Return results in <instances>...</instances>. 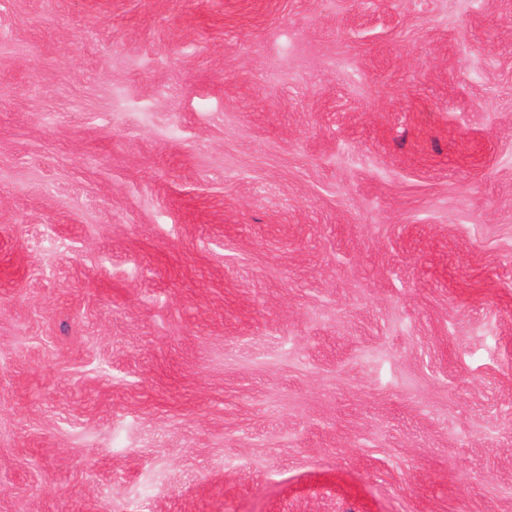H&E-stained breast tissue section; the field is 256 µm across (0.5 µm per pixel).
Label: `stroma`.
<instances>
[{
	"label": "stroma",
	"mask_w": 512,
	"mask_h": 512,
	"mask_svg": "<svg viewBox=\"0 0 512 512\" xmlns=\"http://www.w3.org/2000/svg\"><path fill=\"white\" fill-rule=\"evenodd\" d=\"M0 512H512V0H0Z\"/></svg>",
	"instance_id": "1"
}]
</instances>
